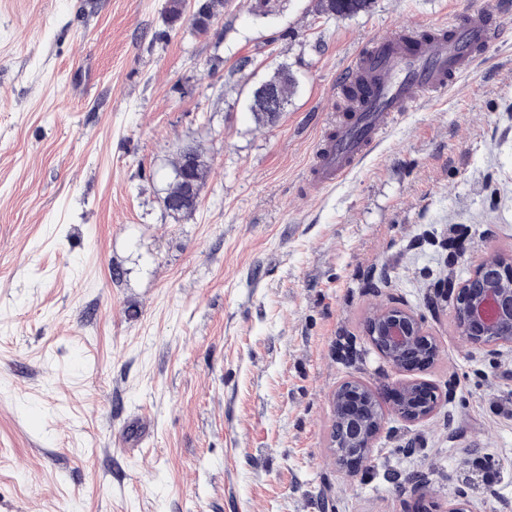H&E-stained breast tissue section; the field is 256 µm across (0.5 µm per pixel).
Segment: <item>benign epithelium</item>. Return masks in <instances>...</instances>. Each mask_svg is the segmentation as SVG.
I'll use <instances>...</instances> for the list:
<instances>
[{
  "label": "benign epithelium",
  "mask_w": 512,
  "mask_h": 512,
  "mask_svg": "<svg viewBox=\"0 0 512 512\" xmlns=\"http://www.w3.org/2000/svg\"><path fill=\"white\" fill-rule=\"evenodd\" d=\"M196 169L184 168L178 172L185 197L194 192ZM474 278L478 287H471V280L460 285L455 308L466 309L468 322L460 328L461 335L479 348L512 346V336L500 335L503 324L512 321V264L496 255L485 258L478 265ZM369 337L386 360L398 365L410 355L420 362L434 360L439 353L436 340L429 336L422 319L405 308H376L369 320ZM438 406V397L422 382H408L400 388L392 411L413 421H422L432 415ZM382 417L356 418L350 423V432L357 444L351 455H367Z\"/></svg>",
  "instance_id": "benign-epithelium-1"
}]
</instances>
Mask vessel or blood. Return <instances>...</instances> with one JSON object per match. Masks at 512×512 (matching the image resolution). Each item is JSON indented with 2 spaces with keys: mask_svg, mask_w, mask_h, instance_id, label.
<instances>
[{
  "mask_svg": "<svg viewBox=\"0 0 512 512\" xmlns=\"http://www.w3.org/2000/svg\"><path fill=\"white\" fill-rule=\"evenodd\" d=\"M499 37L493 16L477 11L431 28L397 26L355 52L338 87L346 105L314 145L309 189L320 190L346 176L403 113L446 90Z\"/></svg>",
  "mask_w": 512,
  "mask_h": 512,
  "instance_id": "vessel-or-blood-1",
  "label": "vessel or blood"
}]
</instances>
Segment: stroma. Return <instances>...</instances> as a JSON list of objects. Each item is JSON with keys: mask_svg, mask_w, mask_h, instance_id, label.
<instances>
[{"mask_svg": "<svg viewBox=\"0 0 512 512\" xmlns=\"http://www.w3.org/2000/svg\"><path fill=\"white\" fill-rule=\"evenodd\" d=\"M495 2L224 0L200 35L194 0L173 24L166 0H0V512H448L460 490L512 512V347L467 342L444 288L512 257V12L344 181L305 184L353 53ZM284 64L295 91L258 125ZM183 145L210 170L174 215ZM380 305L423 317L432 364L376 350ZM354 379L440 402L341 465L332 395ZM373 0H319L320 12L332 17H354L369 12ZM296 81L287 66L277 69L275 75L261 83L252 92L250 112L259 124H273V112H284L289 97L293 94ZM279 104L282 108L278 110Z\"/></svg>", "mask_w": 512, "mask_h": 512, "instance_id": "1", "label": "stroma"}]
</instances>
